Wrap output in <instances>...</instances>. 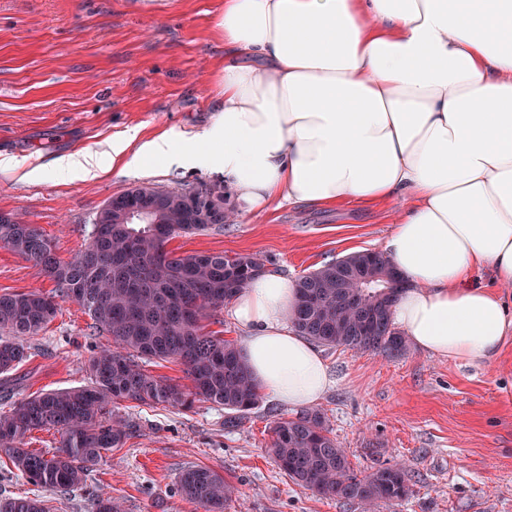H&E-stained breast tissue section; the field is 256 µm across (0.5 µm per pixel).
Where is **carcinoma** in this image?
<instances>
[{
	"mask_svg": "<svg viewBox=\"0 0 512 512\" xmlns=\"http://www.w3.org/2000/svg\"><path fill=\"white\" fill-rule=\"evenodd\" d=\"M141 196L154 198L151 220L129 224L103 211L85 249L66 263L35 226L18 218L0 224V247L39 265L54 280L57 296L77 302L112 339V347L90 358L88 385L42 393L0 413V446L11 450L16 469L35 485L73 491L104 452L122 445L134 425L111 405L190 407L201 401L246 413L259 404L260 393L239 348L204 331L203 321L265 271L263 260L222 253L175 255L165 249L177 234L224 228V193L217 188L201 187L191 195L144 185L119 194L118 206L132 207ZM351 264L381 274L372 287L360 289L385 318L384 328L374 333L358 331L359 312L336 301V274H348ZM401 288L383 254L357 252L298 281L293 324L321 346L399 356L407 351V341L394 327L391 309ZM56 314L57 303L41 292L0 294V373L28 360L27 340ZM140 358L180 361L192 389L148 374ZM51 429L60 434L54 451L24 448L29 434ZM272 433L269 451L279 469L319 497L365 508L399 504L411 493L409 475L399 464L369 474L355 471L319 411L280 418ZM177 490L207 512H224L234 494L224 476L200 466L181 472ZM0 512H47V507L39 498L21 497L1 503Z\"/></svg>",
	"mask_w": 512,
	"mask_h": 512,
	"instance_id": "carcinoma-1",
	"label": "carcinoma"
}]
</instances>
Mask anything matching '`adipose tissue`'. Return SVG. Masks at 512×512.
I'll return each mask as SVG.
<instances>
[{"label":"adipose tissue","mask_w":512,"mask_h":512,"mask_svg":"<svg viewBox=\"0 0 512 512\" xmlns=\"http://www.w3.org/2000/svg\"><path fill=\"white\" fill-rule=\"evenodd\" d=\"M222 104L202 131L117 135L112 159L223 172L235 208L400 198L383 251L405 282L392 319L411 344L491 364L512 337L489 270L512 288V0H224ZM295 282L266 272L230 301L263 392L292 407L330 379L292 323Z\"/></svg>","instance_id":"1"}]
</instances>
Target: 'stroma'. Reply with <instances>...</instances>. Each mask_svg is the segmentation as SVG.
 <instances>
[{
	"instance_id": "obj_1",
	"label": "stroma",
	"mask_w": 512,
	"mask_h": 512,
	"mask_svg": "<svg viewBox=\"0 0 512 512\" xmlns=\"http://www.w3.org/2000/svg\"><path fill=\"white\" fill-rule=\"evenodd\" d=\"M224 0H0V157L22 170L0 168V212L18 215L52 240L60 261L85 249L105 202L129 189L223 188V173L157 167L155 175L122 171L105 155L117 134L139 129L191 133L206 127L222 96L216 75L224 39L216 17ZM101 152L93 179L55 172L52 161ZM42 167L38 182L23 170ZM403 207L333 209L274 205L235 216L223 229L173 236L177 254H254L266 269L291 280L361 251H378ZM55 283L33 261L0 248V293ZM112 340L77 302L62 300L57 315L30 339V357L0 373V412L32 395L88 384V361ZM331 383L317 410L356 471L400 463L412 493L371 512H512V340L483 367L408 349L399 357L323 348ZM137 426L74 492L29 483L0 448V501L29 496L50 512H96L112 496L122 512H206L177 490L191 465L210 468L235 488L225 512H363L321 498L294 483L269 453L270 426L297 411L262 395L259 405L228 426L230 411L211 403L193 409L127 404Z\"/></svg>"
}]
</instances>
